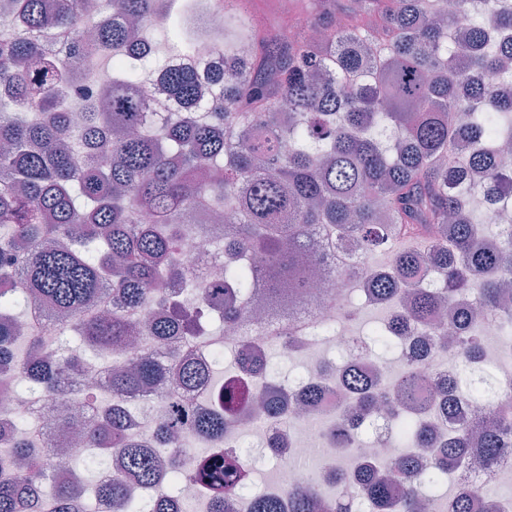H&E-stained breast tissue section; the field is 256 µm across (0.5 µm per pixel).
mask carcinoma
Listing matches in <instances>:
<instances>
[{
  "label": "carcinoma",
  "mask_w": 512,
  "mask_h": 512,
  "mask_svg": "<svg viewBox=\"0 0 512 512\" xmlns=\"http://www.w3.org/2000/svg\"><path fill=\"white\" fill-rule=\"evenodd\" d=\"M253 0H214L224 35L212 51L224 57L205 83L192 68H172L175 53L191 58L205 36L206 0H109L120 20L86 35L100 0H0V376L11 388L42 399L64 377L82 378L81 351L109 355L112 400L76 390L93 416L83 430L91 451L80 455L100 475L90 486L57 483L50 498L39 481L53 467L57 437L32 446L33 416L15 412L0 425V512H74L79 488L97 505L138 512L135 487L154 488L169 473L138 439L135 417L119 408L125 396L178 374L185 390L215 380L171 350L126 355L131 314L149 310L156 350L175 339L210 343L215 365L224 341L206 323L232 324L243 301L261 292L278 312L312 288L314 230L354 245L364 258L389 255L384 268H342V283L362 287L400 311L367 337L375 353H391L396 337L430 326L443 307L462 329L449 347L464 357L465 376L435 377L425 389L403 370L396 383L337 366L352 396L347 412L327 428L336 446L356 440L351 416L381 404L399 420V439L433 452L430 475L420 459L400 451L366 485L332 477L336 491L295 487L280 498L258 494L250 512H350L360 494L382 512H426L419 486L437 485L461 469L476 448L497 458L512 433V387L481 365L482 316L499 318L512 334L505 280L512 277V230L489 234L491 212L468 205L460 181L481 186L493 204L512 197V166L498 144L512 136V98L484 83L486 70L512 76V10L491 16L468 11V0H297L307 26L288 36L263 23ZM105 58L112 82L98 83ZM80 61L78 78L71 63ZM159 79L175 102L154 112L138 94ZM149 215L152 223L143 222ZM214 215L223 217L230 253L264 257L265 268L229 261L224 278L198 287L181 263L183 243ZM433 266L438 285L426 281ZM360 319L347 300L330 331ZM72 332L76 349L60 341ZM288 355L301 353L302 327L289 323ZM426 395L446 413L455 396L481 405L448 438L436 436L420 410L408 417L398 402ZM252 404L233 380L214 384L208 403L187 406L174 394L156 434L171 445V462L190 439L219 442L234 414ZM114 469L112 478H101ZM210 512H225L252 482L231 455H202L197 470ZM470 492L455 493L447 512H470Z\"/></svg>",
  "instance_id": "1"
}]
</instances>
